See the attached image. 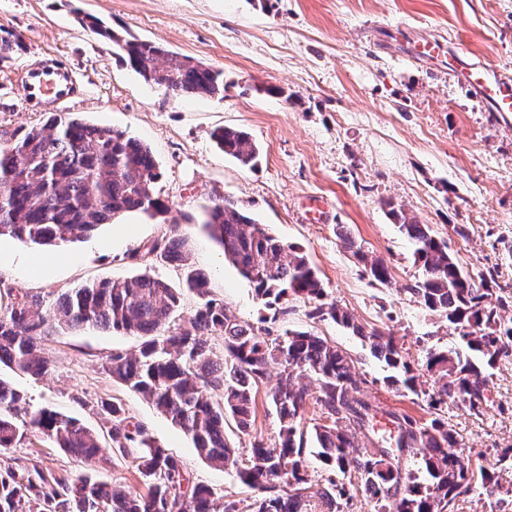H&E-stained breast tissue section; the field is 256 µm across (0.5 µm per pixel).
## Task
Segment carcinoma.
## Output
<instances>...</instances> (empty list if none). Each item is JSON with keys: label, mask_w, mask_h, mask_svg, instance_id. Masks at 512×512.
I'll list each match as a JSON object with an SVG mask.
<instances>
[{"label": "carcinoma", "mask_w": 512, "mask_h": 512, "mask_svg": "<svg viewBox=\"0 0 512 512\" xmlns=\"http://www.w3.org/2000/svg\"><path fill=\"white\" fill-rule=\"evenodd\" d=\"M79 21L112 42L122 64L172 97L224 98L220 71L130 33L120 35L97 17L85 14ZM20 47L19 35L0 31L1 60ZM211 138L242 166L257 164L259 147L248 133L221 127ZM160 177L151 149L127 132L54 117L48 130L32 128L0 147V237L50 247L83 239L121 213L165 214L169 207L155 194ZM391 216L413 243L415 262L422 267V277L407 292L459 329L460 347L430 349L421 362V370L438 385L428 394V406L462 399L477 410L485 399L487 369L512 357V325L501 321L492 304L491 282L478 283L464 273L446 241L402 212L393 210ZM203 226L266 306L290 293L304 299L313 307L310 315L327 314L360 337L395 371L392 384L419 395V376L403 348L393 336L369 330L347 310L324 302L325 289L301 248L279 241L268 225L229 199L208 209ZM338 235L373 280L390 281L385 263L357 247L344 226ZM141 254L180 267L183 288L147 272L72 288L59 298L56 325L142 337L137 353L112 352L105 370L187 434L201 458L218 468L234 467L254 491L252 503L244 508L194 481L126 415L121 402L103 400L99 414L112 451L136 466L147 491L114 488L96 475L106 462L99 433L60 411H28L19 393L0 378V455L27 438L51 442L77 464L76 471L60 477L36 467L0 473V512H308L305 450L310 446L342 476L340 482L328 477L322 492L329 512H342L343 500L354 491L364 493L375 512H449L457 498L473 490L472 457L459 448L446 422L423 421L364 399V380L353 373V359L320 336L309 331L259 335L211 296L208 276L192 266L188 242L179 234L154 241L133 257ZM184 289L200 300L187 320L180 314ZM53 325L38 298L7 304L0 310V365L33 379L45 375L49 361L41 342ZM210 336L223 338V354L213 351ZM272 368L279 370L268 394L279 420L278 444L268 448L253 436L249 459L241 464L239 449L224 435V420L232 417L242 434L252 436L255 393ZM212 391L222 392L223 401L212 400ZM311 401L323 421L308 428L304 415ZM379 413L399 429L394 448L379 444L370 431ZM409 460L417 462L425 482L406 467Z\"/></svg>", "instance_id": "obj_1"}]
</instances>
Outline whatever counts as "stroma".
Wrapping results in <instances>:
<instances>
[{"label":"stroma","instance_id":"35a3bbf8","mask_svg":"<svg viewBox=\"0 0 512 512\" xmlns=\"http://www.w3.org/2000/svg\"><path fill=\"white\" fill-rule=\"evenodd\" d=\"M113 29L221 70L223 98L172 99L119 63L111 42L77 21L78 13ZM0 27L22 50L0 62V145L44 126L56 115L126 131L151 148L162 173L156 194L169 210L151 217L124 213L90 236L43 248L14 242V263L0 270V302L39 297L54 313L63 291L146 272L171 287L180 268L129 255L178 229L194 267L207 271L215 298L270 336L309 331L346 349L365 379V398L423 419L438 417L470 451L475 468H492L512 448V357L489 370L480 411L444 400L427 406L386 380L388 370L361 340L328 318L311 316L295 295L274 315L202 229L206 207L228 198L302 248L326 300L367 328L393 334L411 361L456 346L457 332L408 292L421 269L413 246L389 215L398 209L447 241L464 272L494 278L499 312L512 319V115L489 112L474 91L449 81L442 62L411 55L425 37L465 42L472 62L512 72V0H0ZM59 60L78 91L64 108L50 96L26 97L18 73ZM229 127L250 134L261 150L254 168L216 149L211 133ZM345 226L356 244L381 259L382 285L338 239ZM50 258L38 276L27 262ZM137 336L96 328H55L43 343L50 361L39 380L0 366L29 410L50 408L99 429L97 404L121 400L198 482L247 501L254 493L234 469L211 467L191 440L148 401L114 381L103 364L113 350L135 352ZM262 384L252 436L233 420L225 434L241 453L252 437L274 447L278 418ZM39 466L62 475L75 465L50 442L21 441L0 466Z\"/></svg>","mask_w":512,"mask_h":512}]
</instances>
